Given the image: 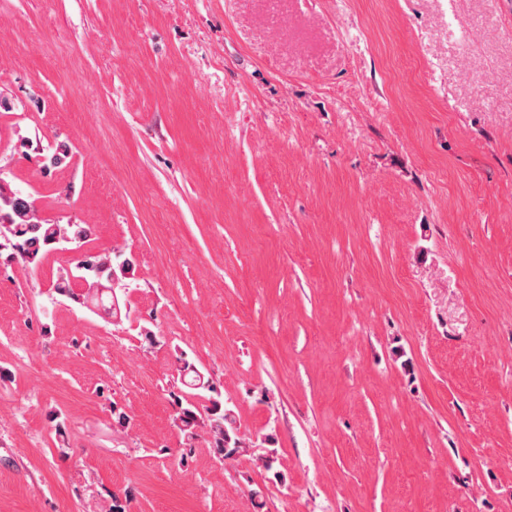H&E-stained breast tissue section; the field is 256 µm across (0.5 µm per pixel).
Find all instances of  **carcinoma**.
I'll list each match as a JSON object with an SVG mask.
<instances>
[{
  "label": "carcinoma",
  "mask_w": 512,
  "mask_h": 512,
  "mask_svg": "<svg viewBox=\"0 0 512 512\" xmlns=\"http://www.w3.org/2000/svg\"><path fill=\"white\" fill-rule=\"evenodd\" d=\"M51 150L46 160L53 167L63 164L70 154V147L64 142L51 147ZM88 237L89 228L86 225L51 222L39 215L30 197L19 192L0 191V251H12L13 257L21 262H29L42 251L66 241L79 249ZM133 267L132 258L122 250L79 253L59 276L54 290L80 305H103L104 299L97 298L98 287L128 278ZM179 360L181 365L178 372L184 386L197 391H214L193 364L183 356ZM208 401L209 406L202 411L192 402L178 405L175 422L189 443L202 434L208 435L214 453L223 461L244 450L247 443L237 434L235 419L231 410L224 407V402L213 396Z\"/></svg>",
  "instance_id": "1"
}]
</instances>
